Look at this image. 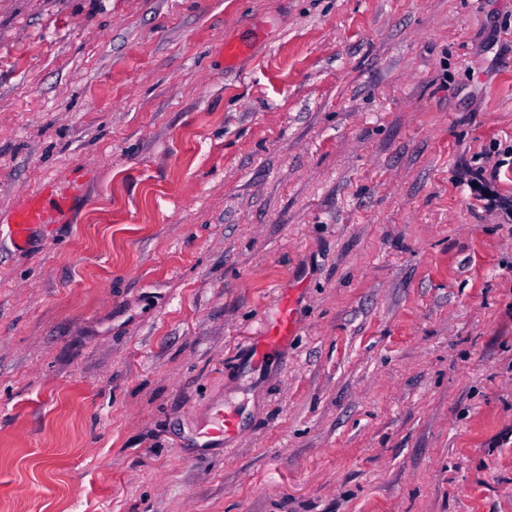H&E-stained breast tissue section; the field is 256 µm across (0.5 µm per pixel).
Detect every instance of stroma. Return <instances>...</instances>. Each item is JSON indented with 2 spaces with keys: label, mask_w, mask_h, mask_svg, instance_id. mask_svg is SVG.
Returning <instances> with one entry per match:
<instances>
[{
  "label": "stroma",
  "mask_w": 512,
  "mask_h": 512,
  "mask_svg": "<svg viewBox=\"0 0 512 512\" xmlns=\"http://www.w3.org/2000/svg\"><path fill=\"white\" fill-rule=\"evenodd\" d=\"M488 189L512 0H0V512H512ZM43 218V211L36 198L30 199L21 206L11 218V236L15 244L24 242L26 233L32 224H39ZM297 303L298 296L292 292L282 297L278 311L267 322L264 336L253 349V360L256 364L265 363L288 343L295 324ZM238 429V417L231 410H221L217 413L213 427L207 431L210 436H233Z\"/></svg>",
  "instance_id": "1"
}]
</instances>
